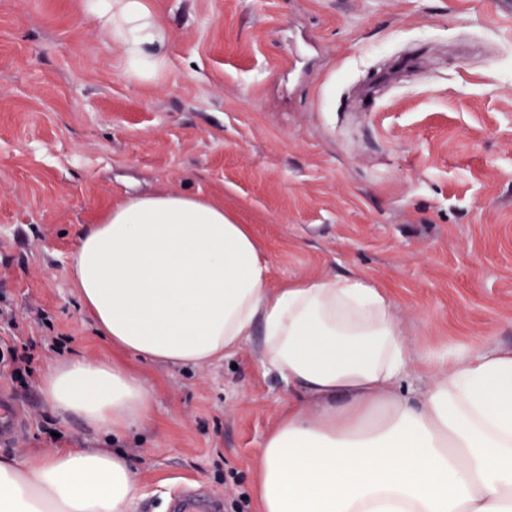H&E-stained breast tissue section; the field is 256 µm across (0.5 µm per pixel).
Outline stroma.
<instances>
[{
	"label": "stroma",
	"mask_w": 512,
	"mask_h": 512,
	"mask_svg": "<svg viewBox=\"0 0 512 512\" xmlns=\"http://www.w3.org/2000/svg\"><path fill=\"white\" fill-rule=\"evenodd\" d=\"M171 34L158 82L122 69L81 0H0V353L32 378L0 453L108 448L40 394L55 361L117 357L67 266L135 189L200 193L251 225L269 287L361 273L396 300L411 358L512 345V0H148ZM152 422L121 443L136 512L191 491L255 512L250 468L288 392L252 344L202 367L133 360Z\"/></svg>",
	"instance_id": "obj_1"
}]
</instances>
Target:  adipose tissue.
<instances>
[{
  "label": "adipose tissue",
  "instance_id": "adipose-tissue-1",
  "mask_svg": "<svg viewBox=\"0 0 512 512\" xmlns=\"http://www.w3.org/2000/svg\"><path fill=\"white\" fill-rule=\"evenodd\" d=\"M123 73L156 82L170 35L146 0H82ZM250 225L194 194L132 195L87 225L68 265L82 309L112 347L199 366L257 339L287 410L252 467L256 512H512V347L486 340L411 362L396 302L351 275L269 287ZM41 393L60 424L124 436L151 417L146 380L109 358L48 366ZM137 470L119 448L0 454V512H132Z\"/></svg>",
  "mask_w": 512,
  "mask_h": 512
}]
</instances>
